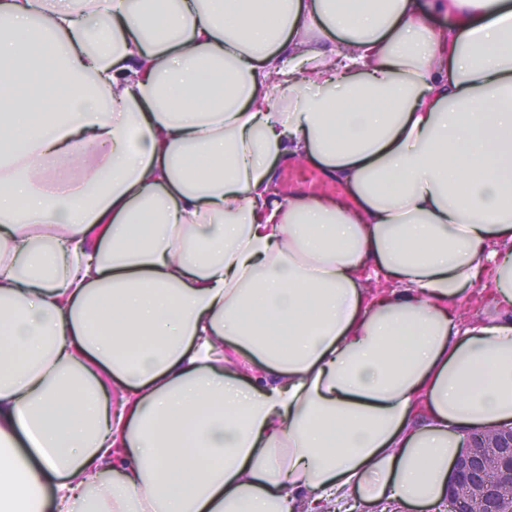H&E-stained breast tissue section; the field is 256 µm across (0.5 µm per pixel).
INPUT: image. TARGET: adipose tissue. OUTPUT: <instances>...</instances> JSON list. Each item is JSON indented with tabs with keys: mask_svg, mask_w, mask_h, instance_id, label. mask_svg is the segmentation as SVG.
<instances>
[{
	"mask_svg": "<svg viewBox=\"0 0 512 512\" xmlns=\"http://www.w3.org/2000/svg\"><path fill=\"white\" fill-rule=\"evenodd\" d=\"M510 422L512 0H0V512H442ZM289 167L309 168V169L317 170L324 182L329 183V184H335V185H337L339 187V190H337L335 193H322V194L331 195L330 197H333V198H340V199H347V200H349L348 189H347V186L344 183H342V182H340V181H338L336 179L327 178L321 172V170L319 168H316V167L308 164L307 162H305L303 160H298V159L289 160L288 162H281L276 167V169H275V178H274L275 188H276L280 198L288 199L289 192L287 193L284 190V187H283L282 182H281V172L284 169L289 168ZM322 194H319V195H322Z\"/></svg>",
	"mask_w": 512,
	"mask_h": 512,
	"instance_id": "ef3b65f1",
	"label": "adipose tissue"
}]
</instances>
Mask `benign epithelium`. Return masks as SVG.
<instances>
[{
  "mask_svg": "<svg viewBox=\"0 0 512 512\" xmlns=\"http://www.w3.org/2000/svg\"><path fill=\"white\" fill-rule=\"evenodd\" d=\"M455 466L456 477L448 507L454 512L471 500L481 501L486 512H512V425L474 432ZM482 449L484 466L473 465V448Z\"/></svg>",
  "mask_w": 512,
  "mask_h": 512,
  "instance_id": "obj_1",
  "label": "benign epithelium"
}]
</instances>
